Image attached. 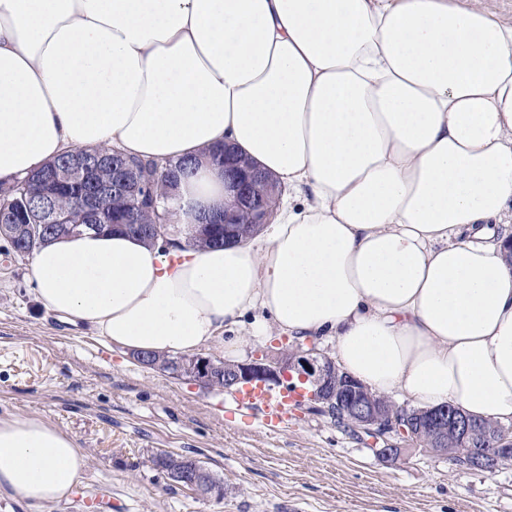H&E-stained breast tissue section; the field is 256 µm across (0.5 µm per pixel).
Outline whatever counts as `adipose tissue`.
I'll return each mask as SVG.
<instances>
[{
    "mask_svg": "<svg viewBox=\"0 0 512 512\" xmlns=\"http://www.w3.org/2000/svg\"><path fill=\"white\" fill-rule=\"evenodd\" d=\"M225 141L293 192L258 240L62 237L29 257L39 304L130 354L326 336L377 395L512 424V26L459 0H0V185L75 148L194 159L188 237ZM86 467L0 417V494L50 506Z\"/></svg>",
    "mask_w": 512,
    "mask_h": 512,
    "instance_id": "1",
    "label": "adipose tissue"
}]
</instances>
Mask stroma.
I'll return each instance as SVG.
<instances>
[{
	"label": "stroma",
	"instance_id": "1",
	"mask_svg": "<svg viewBox=\"0 0 512 512\" xmlns=\"http://www.w3.org/2000/svg\"><path fill=\"white\" fill-rule=\"evenodd\" d=\"M32 288L27 259L0 239V417H43L88 460L52 512H512V464L466 472L422 450L386 463L303 407L268 430L233 412L231 392L141 366L41 309ZM161 451L201 461L223 499L171 485L150 463Z\"/></svg>",
	"mask_w": 512,
	"mask_h": 512
}]
</instances>
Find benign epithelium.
<instances>
[{
    "mask_svg": "<svg viewBox=\"0 0 512 512\" xmlns=\"http://www.w3.org/2000/svg\"><path fill=\"white\" fill-rule=\"evenodd\" d=\"M108 163L109 159L105 157L91 159L84 152L75 150L68 165L61 169L49 167L42 170L33 183V189L49 200L52 197L51 190L57 183L83 177L95 167ZM224 168L225 175L231 178L233 187L236 188L235 199L231 202L225 201L224 212L201 225L197 235L200 240H210L220 235L226 240L230 239L235 233L233 227L236 224V215L241 210L253 213L251 223L255 225L269 223L268 214L250 191L251 184L264 178V175L231 165L227 160L224 161ZM112 190L117 193L124 192L133 199L138 198L140 193L138 185L133 182L126 168L112 172ZM221 369L224 370V384L230 389L253 384L275 387L290 377H297L314 387L310 397L312 410L327 415L333 408L348 405L355 432L368 436L373 445V453L384 462H394L409 452L407 448L388 443L390 436L406 443L417 444L418 430L424 427L431 435L433 448L447 455L448 460L454 463L457 461V453L455 449L448 447V439L464 441L474 435L469 416L453 406L393 412L390 400L377 397L356 379L340 373L335 362L313 344L306 349L298 347L279 357L254 355L245 361L224 367L219 366L210 356L191 353L183 356L171 375H185L199 388L214 390L215 376ZM381 441L386 442V445H379ZM500 458H512V438L499 440L497 447L483 455L463 459L461 468L492 472L498 467ZM171 476L174 482L190 487L203 497L222 495V490L199 472V464L196 462L192 465V472L175 470Z\"/></svg>",
    "mask_w": 512,
    "mask_h": 512,
    "instance_id": "benign-epithelium-1",
    "label": "benign epithelium"
}]
</instances>
